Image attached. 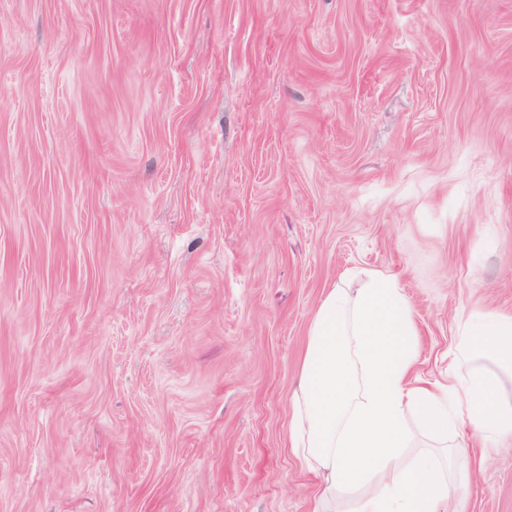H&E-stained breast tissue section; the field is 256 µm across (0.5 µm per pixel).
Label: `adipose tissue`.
I'll return each mask as SVG.
<instances>
[{
    "label": "adipose tissue",
    "mask_w": 512,
    "mask_h": 512,
    "mask_svg": "<svg viewBox=\"0 0 512 512\" xmlns=\"http://www.w3.org/2000/svg\"><path fill=\"white\" fill-rule=\"evenodd\" d=\"M419 332L393 277L331 289L311 322L288 425L290 450L323 475L321 496L358 490L352 512H446L469 480L467 434L512 438V317L470 316L460 327L465 375L440 383L415 373ZM436 441L404 458L407 416Z\"/></svg>",
    "instance_id": "adipose-tissue-1"
}]
</instances>
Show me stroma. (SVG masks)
Instances as JSON below:
<instances>
[{"label":"stroma","mask_w":512,"mask_h":512,"mask_svg":"<svg viewBox=\"0 0 512 512\" xmlns=\"http://www.w3.org/2000/svg\"><path fill=\"white\" fill-rule=\"evenodd\" d=\"M367 271L433 381L512 316V0H0V512H311L290 400Z\"/></svg>","instance_id":"1"}]
</instances>
